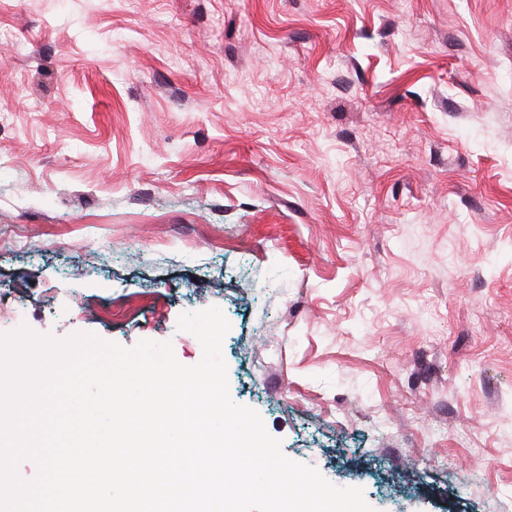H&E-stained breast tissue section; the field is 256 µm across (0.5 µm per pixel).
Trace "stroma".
Here are the masks:
<instances>
[{
    "label": "stroma",
    "mask_w": 512,
    "mask_h": 512,
    "mask_svg": "<svg viewBox=\"0 0 512 512\" xmlns=\"http://www.w3.org/2000/svg\"><path fill=\"white\" fill-rule=\"evenodd\" d=\"M212 306L285 456L512 512V0H0V333Z\"/></svg>",
    "instance_id": "35a3bbf8"
}]
</instances>
